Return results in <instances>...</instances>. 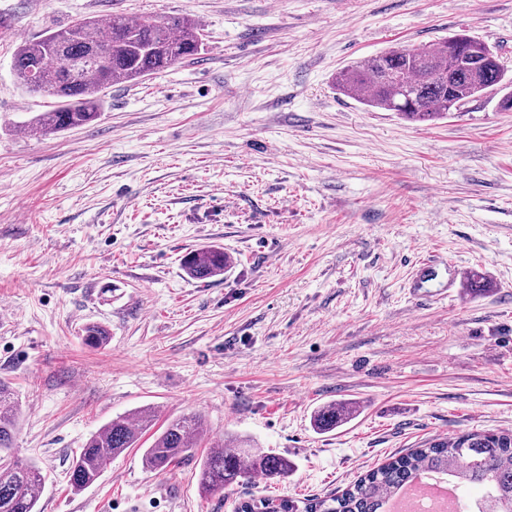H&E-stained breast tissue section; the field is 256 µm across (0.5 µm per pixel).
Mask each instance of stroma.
Wrapping results in <instances>:
<instances>
[{"mask_svg": "<svg viewBox=\"0 0 512 512\" xmlns=\"http://www.w3.org/2000/svg\"><path fill=\"white\" fill-rule=\"evenodd\" d=\"M188 15L195 58L106 89L99 118L23 127L53 101L16 48L81 18ZM465 33L512 77V0H0V378L22 405L13 454L47 476L39 512H235L243 494L343 489L395 454L512 431V110L430 125L340 94L337 71ZM220 245L223 275L183 256ZM440 298L414 295L421 262ZM489 290L448 286L450 266ZM89 322L111 333L86 346ZM359 415L319 434L329 402ZM153 407L207 438L170 471L142 451L81 492L93 432ZM239 435L296 464L202 494L198 462Z\"/></svg>", "mask_w": 512, "mask_h": 512, "instance_id": "1", "label": "stroma"}]
</instances>
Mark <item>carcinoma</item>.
Here are the masks:
<instances>
[{"label": "carcinoma", "instance_id": "carcinoma-1", "mask_svg": "<svg viewBox=\"0 0 512 512\" xmlns=\"http://www.w3.org/2000/svg\"><path fill=\"white\" fill-rule=\"evenodd\" d=\"M200 23L187 16L132 21L114 15L108 31L98 19H80L62 30L21 44L13 57V73L21 86L55 100L53 108L24 122L41 134L86 125L97 119L103 92L116 83L137 82L199 54ZM336 87L360 104L418 122L462 112L491 89L502 94L499 106L512 109V80L505 79L499 55L484 42L456 34L424 49H387L341 69ZM224 248L206 246L183 257L185 273L195 280L224 274ZM84 342L104 348L110 332L102 324L81 329ZM357 409L349 402L317 407L313 429L328 433L350 421ZM152 407L119 415L91 435L67 471L72 491L95 484L111 464L152 429ZM19 405L10 382L0 379V512H38L46 475L34 462L12 459ZM207 425L197 413L166 421L143 449L144 467L164 473L190 456ZM295 470L285 456L251 448L238 437H225L199 462L198 480L207 493L244 483L255 475L285 479ZM426 473L459 489L480 485L483 495L468 512H512V431L475 430L429 441L367 471L342 491L307 498L247 495L236 512H389L390 499Z\"/></svg>", "mask_w": 512, "mask_h": 512}]
</instances>
